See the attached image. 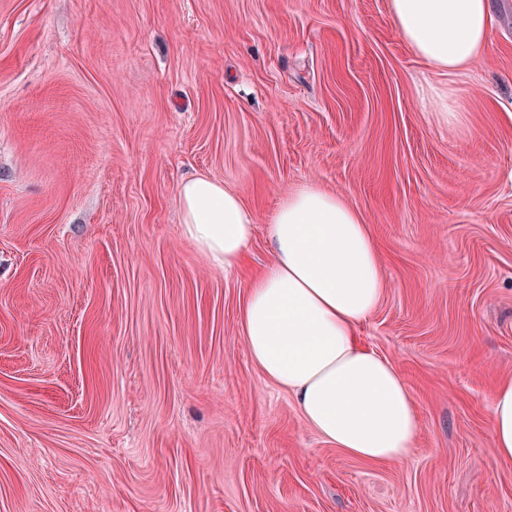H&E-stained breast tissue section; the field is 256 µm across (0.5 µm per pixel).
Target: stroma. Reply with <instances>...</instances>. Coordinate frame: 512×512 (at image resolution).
<instances>
[{
  "mask_svg": "<svg viewBox=\"0 0 512 512\" xmlns=\"http://www.w3.org/2000/svg\"><path fill=\"white\" fill-rule=\"evenodd\" d=\"M386 2L0 0V512H512V0L453 127ZM194 175L257 216L240 269L181 232ZM310 182L380 247L357 337L414 398L399 462L321 439L241 333ZM491 446L500 463L512 464V379L500 381L492 397Z\"/></svg>",
  "mask_w": 512,
  "mask_h": 512,
  "instance_id": "obj_1",
  "label": "stroma"
}]
</instances>
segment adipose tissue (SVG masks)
I'll list each match as a JSON object with an SVG mask.
<instances>
[{
    "instance_id": "ef3b65f1",
    "label": "adipose tissue",
    "mask_w": 512,
    "mask_h": 512,
    "mask_svg": "<svg viewBox=\"0 0 512 512\" xmlns=\"http://www.w3.org/2000/svg\"><path fill=\"white\" fill-rule=\"evenodd\" d=\"M387 8L403 42L444 80L466 76L495 33L491 0H387ZM177 197L183 236L214 269L239 268L257 224L242 198L205 176L183 180ZM271 237L273 258L241 307L252 361L328 443L369 462L408 458L420 433L411 391L356 335L384 294L380 251L362 216L309 185L274 213ZM491 446L512 464V379L492 397Z\"/></svg>"
}]
</instances>
